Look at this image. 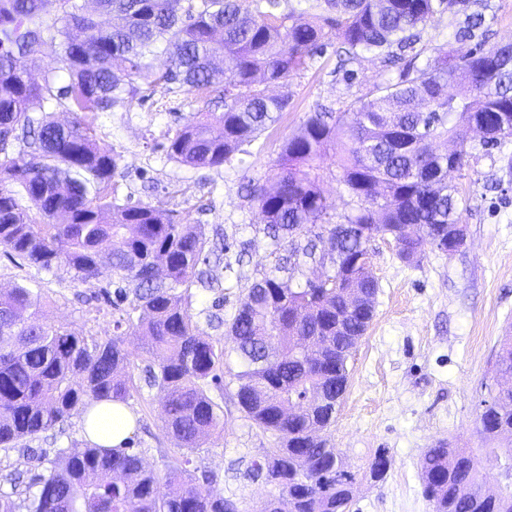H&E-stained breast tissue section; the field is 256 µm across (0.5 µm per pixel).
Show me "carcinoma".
<instances>
[{
  "instance_id": "cac0c4a2",
  "label": "carcinoma",
  "mask_w": 512,
  "mask_h": 512,
  "mask_svg": "<svg viewBox=\"0 0 512 512\" xmlns=\"http://www.w3.org/2000/svg\"><path fill=\"white\" fill-rule=\"evenodd\" d=\"M0 0V250L39 271L62 268L99 280L96 300L112 308V335L87 336L44 320L40 285L0 290V449L34 441L75 411L106 400L128 402L133 372L161 394V416L176 441L167 490L132 446L86 443L59 462L30 459L0 476V512H239L198 471L194 456L224 432V404L278 442L251 465L278 489L256 512H350L354 473L336 485L326 474L345 462L327 431L348 386V360L374 317L378 282L353 257L370 241H399V256L448 252V225L462 198L448 168H473L512 142V44L486 45L474 29L476 0ZM466 15L454 46L421 44L419 28ZM112 19L104 29L97 17ZM340 44L343 80L368 55L385 66L367 94L336 110L320 108L288 135L267 188L248 182L274 263L252 274L223 239L224 269L238 290L225 345L193 320L195 290L224 299L210 274L215 246L200 224H177L160 206L134 204L114 187L121 155L99 146L96 114L144 101L143 85L218 94L224 113L204 114L167 137L170 160L192 168L230 164L288 111L271 84L304 70L326 40ZM56 57L58 70L35 82L17 61ZM168 65L155 71L154 62ZM66 79H61L60 73ZM72 114L61 123L53 112ZM436 140L446 149L432 148ZM336 162L350 198L338 214L323 195L320 171ZM142 342L144 366L124 337ZM503 380L484 401L477 433L503 457L504 484L486 488L467 448L439 443L420 460L433 512H512V336L496 352ZM229 380H224V376ZM390 467L376 451L370 478Z\"/></svg>"
}]
</instances>
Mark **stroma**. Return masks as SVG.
I'll list each match as a JSON object with an SVG mask.
<instances>
[{
  "label": "stroma",
  "instance_id": "35a3bbf8",
  "mask_svg": "<svg viewBox=\"0 0 512 512\" xmlns=\"http://www.w3.org/2000/svg\"><path fill=\"white\" fill-rule=\"evenodd\" d=\"M336 47L328 45L306 70L275 87L289 106L281 122L260 139L262 151L217 169H194L168 159L165 134L190 122L195 113L220 115L223 104L155 87L140 106L116 105L100 113L95 135L100 146L121 153L115 178L120 196L173 210L177 221L204 225L207 233L241 225L237 240L247 243L250 267L270 263V247L250 224L261 216L256 203L240 192L244 178L273 185L280 144L315 103L340 107L368 92L381 74L379 60L364 59L357 79L345 84L336 74ZM504 153L483 159L475 172L456 184L467 202L461 212L466 242L453 255L428 250L419 261L399 258L395 243L375 238L370 244V272L379 284L374 318L348 364L349 386L329 432V441L357 476L351 512H432L422 495L419 460L441 442L477 449V461L489 486L502 481L499 460L482 452L475 431L481 403L494 387L492 364L498 342L512 326V171ZM39 275L47 297L44 317L73 326L87 335L112 333V310L98 302V281L81 282L66 271L37 273L25 261L0 254V288ZM141 419L133 448L158 477L173 463L175 440L160 415L156 391L142 388L129 402ZM65 434L0 450V474L25 469L33 454L56 459L82 438V414L74 412ZM273 439L241 418L227 415L224 434L200 448L195 463L223 474L225 496L240 512H251L273 486L249 476L252 461L263 459ZM389 452L384 480L371 481L369 466L377 449Z\"/></svg>",
  "mask_w": 512,
  "mask_h": 512
}]
</instances>
